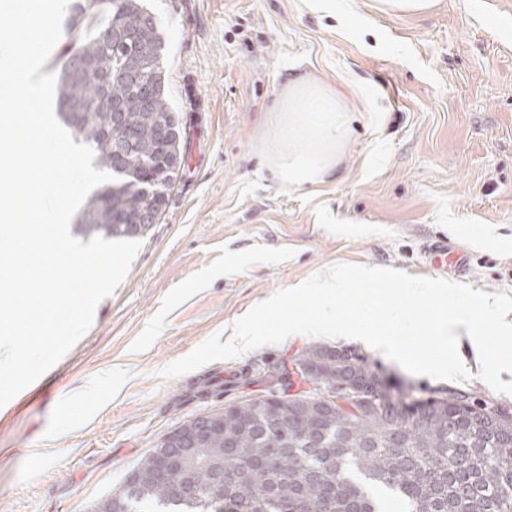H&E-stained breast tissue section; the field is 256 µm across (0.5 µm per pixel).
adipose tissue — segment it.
Masks as SVG:
<instances>
[{
    "mask_svg": "<svg viewBox=\"0 0 512 512\" xmlns=\"http://www.w3.org/2000/svg\"><path fill=\"white\" fill-rule=\"evenodd\" d=\"M350 123L348 99L332 86L313 81L289 85L267 121L266 169L291 189L307 191L334 175Z\"/></svg>",
    "mask_w": 512,
    "mask_h": 512,
    "instance_id": "adipose-tissue-1",
    "label": "adipose tissue"
}]
</instances>
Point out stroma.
I'll use <instances>...</instances> for the list:
<instances>
[{
  "instance_id": "stroma-1",
  "label": "stroma",
  "mask_w": 512,
  "mask_h": 512,
  "mask_svg": "<svg viewBox=\"0 0 512 512\" xmlns=\"http://www.w3.org/2000/svg\"><path fill=\"white\" fill-rule=\"evenodd\" d=\"M158 18L186 162L87 334L0 407V512H86L184 422L253 398L259 370L297 339L163 380L162 367L277 289L334 264L435 270L427 245L468 250L464 282L512 296V0H435L385 15L374 0H144ZM353 92V134L331 178L297 192L262 164L264 120L288 84ZM347 349L423 396L460 390L512 412L479 380L409 374L358 342Z\"/></svg>"
}]
</instances>
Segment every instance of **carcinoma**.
<instances>
[{
  "label": "carcinoma",
  "mask_w": 512,
  "mask_h": 512,
  "mask_svg": "<svg viewBox=\"0 0 512 512\" xmlns=\"http://www.w3.org/2000/svg\"><path fill=\"white\" fill-rule=\"evenodd\" d=\"M105 11L98 34L69 55L56 96L63 123L116 177L88 199L75 232L134 239L150 229L147 216L166 211L187 133L168 122L165 46L141 0H79L69 29ZM293 364L307 372L269 370L265 398L217 413L223 435L200 454L183 451L182 463L164 468L152 449L132 467L137 483L123 478L91 510L379 512L385 500L402 512H512L511 412L461 391L395 412L393 387L344 348L312 345ZM341 367L353 396L322 411L312 385ZM184 485L195 494H177Z\"/></svg>",
  "instance_id": "cac0c4a2"
}]
</instances>
